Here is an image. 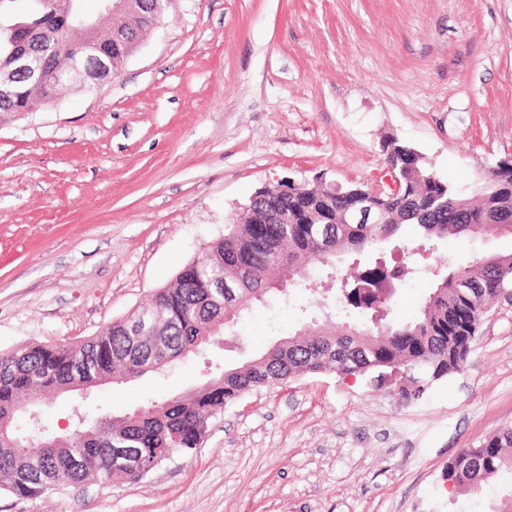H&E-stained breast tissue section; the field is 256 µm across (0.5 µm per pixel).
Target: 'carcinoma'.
<instances>
[{"label": "carcinoma", "mask_w": 512, "mask_h": 512, "mask_svg": "<svg viewBox=\"0 0 512 512\" xmlns=\"http://www.w3.org/2000/svg\"><path fill=\"white\" fill-rule=\"evenodd\" d=\"M22 2L0 0V73H10L25 43L43 69L37 80L15 75L8 93H0V117L34 112L59 88L78 84L64 70L86 49V29L65 35L64 24H95L97 42L118 70L129 40L159 23L147 0H137L129 12L133 23L113 26L105 35L100 18L87 14L82 0H29L28 9L15 11L13 4ZM404 163L407 185L379 200L394 223H343L364 189L360 183L346 188L345 197L314 185L295 192L274 185L262 192L252 213L228 225L223 237L189 262L194 277L176 275L148 306L80 343H28L0 351V492L33 499L88 482L137 484L143 467L196 450L199 434L224 407L302 373L368 376L386 385L384 374L408 368L413 386L401 393L409 404L423 398L433 382L458 372L471 353L468 339L478 335L487 311L498 303L499 289L512 285V253L437 270L419 316L395 323L388 320V307L414 268L388 266L379 246L405 247L401 231L409 224L428 245L460 235H512L488 223L500 211L512 212V164L498 161L484 186L462 192L433 174L422 156L410 154ZM369 254L373 259L363 269L341 274L338 261L359 264ZM318 265L335 271L336 316L303 326L241 367L219 370L198 390L139 404L122 416L105 413L109 423L101 429L97 421H86L79 431L54 440L47 430L31 428L33 408L70 384H126L198 354L216 336L234 332L245 311L274 294V285L304 287ZM511 449L512 429L461 448L448 462V477L458 488L477 491L512 471Z\"/></svg>", "instance_id": "1"}]
</instances>
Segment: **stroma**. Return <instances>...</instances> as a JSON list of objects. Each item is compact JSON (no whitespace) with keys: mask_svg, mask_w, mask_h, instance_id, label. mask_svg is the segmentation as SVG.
Returning a JSON list of instances; mask_svg holds the SVG:
<instances>
[{"mask_svg":"<svg viewBox=\"0 0 512 512\" xmlns=\"http://www.w3.org/2000/svg\"><path fill=\"white\" fill-rule=\"evenodd\" d=\"M394 138L455 188L512 156V0H172L117 77L0 124V351L74 342L170 284L255 189L370 184ZM512 252L448 238L398 291L413 319L429 269ZM309 294L254 307L236 340L99 388L83 410L160 401L302 324ZM512 428V305L463 371L406 404L362 377L303 374L227 406L193 454L138 484H86L0 512H490L448 487L455 453Z\"/></svg>","mask_w":512,"mask_h":512,"instance_id":"35a3bbf8","label":"stroma"}]
</instances>
